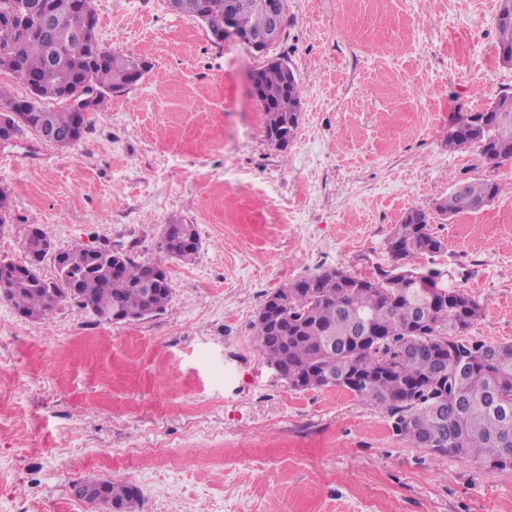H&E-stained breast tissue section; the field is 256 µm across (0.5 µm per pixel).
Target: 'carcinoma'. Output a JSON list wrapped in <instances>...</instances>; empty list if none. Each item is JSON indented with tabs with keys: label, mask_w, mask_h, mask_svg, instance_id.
I'll use <instances>...</instances> for the list:
<instances>
[{
	"label": "carcinoma",
	"mask_w": 512,
	"mask_h": 512,
	"mask_svg": "<svg viewBox=\"0 0 512 512\" xmlns=\"http://www.w3.org/2000/svg\"><path fill=\"white\" fill-rule=\"evenodd\" d=\"M17 0H0V74L34 91L16 98L0 87V136L46 132L59 139L74 128L92 129L91 115L61 106L46 107L62 93L78 97L94 85L99 103L122 96L148 72L146 61L101 45L67 43L64 27L93 0H30L43 3L52 18L46 26L22 29L13 17ZM226 0H174V12L213 25L224 18ZM268 15L242 9L237 26L257 33ZM498 58L512 66V0H501ZM260 107L269 139L294 137L302 83L279 64L259 71ZM508 92L485 108L458 114L448 131V149H473L490 165L512 161V112L501 111ZM502 192L499 182L466 181L436 205L453 217L477 211ZM444 242L430 229V215L412 208L388 239L397 265L378 274L356 276L333 268L290 282L268 295L253 323L256 347L278 366L295 390L339 387L367 398L396 417V430L413 439L415 429L432 436V452L472 458L487 474L512 469V344H488L469 336L482 314L478 299L448 290L433 276L408 267L437 253ZM44 258L0 264V300L22 316L43 320L64 302L88 311L95 321L120 310L125 320L161 313L173 288L166 273L147 277L159 265L139 262L109 245L74 243L52 257L51 281L41 272ZM103 487L118 505L136 507L141 491L127 481L88 476L73 482L72 494Z\"/></svg>",
	"instance_id": "1"
}]
</instances>
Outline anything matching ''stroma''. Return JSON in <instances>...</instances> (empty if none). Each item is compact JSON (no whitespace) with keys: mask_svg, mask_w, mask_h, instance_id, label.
I'll return each instance as SVG.
<instances>
[{"mask_svg":"<svg viewBox=\"0 0 512 512\" xmlns=\"http://www.w3.org/2000/svg\"><path fill=\"white\" fill-rule=\"evenodd\" d=\"M499 4L288 0L281 39L255 55L166 0H94L102 46L151 69L79 145H0V257L25 260L38 227L60 249L160 264L173 295L117 324L70 303L32 322L0 301V512H93L71 492L88 475L138 486V512H512V471L419 447L349 390H294L252 328L284 284L392 267L387 239L419 208L446 248L417 266L484 305L471 336L512 343V161L448 149L455 113L512 92ZM277 58L303 87L284 147L249 82ZM486 176L503 186L491 204L436 214ZM173 222L198 229L191 260L159 248Z\"/></svg>","mask_w":512,"mask_h":512,"instance_id":"stroma-1","label":"stroma"}]
</instances>
